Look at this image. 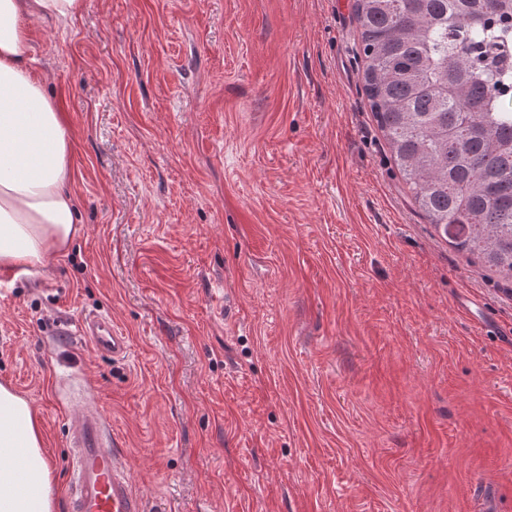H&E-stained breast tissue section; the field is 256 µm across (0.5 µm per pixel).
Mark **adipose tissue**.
<instances>
[{
  "instance_id": "adipose-tissue-1",
  "label": "adipose tissue",
  "mask_w": 512,
  "mask_h": 512,
  "mask_svg": "<svg viewBox=\"0 0 512 512\" xmlns=\"http://www.w3.org/2000/svg\"><path fill=\"white\" fill-rule=\"evenodd\" d=\"M82 0H0V265H43L77 237L73 137L32 67L29 23ZM32 404L0 384V512H55L56 479Z\"/></svg>"
}]
</instances>
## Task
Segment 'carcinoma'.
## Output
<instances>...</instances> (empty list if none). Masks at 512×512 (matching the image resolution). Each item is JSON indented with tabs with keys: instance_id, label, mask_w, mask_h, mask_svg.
Masks as SVG:
<instances>
[{
	"instance_id": "1",
	"label": "carcinoma",
	"mask_w": 512,
	"mask_h": 512,
	"mask_svg": "<svg viewBox=\"0 0 512 512\" xmlns=\"http://www.w3.org/2000/svg\"><path fill=\"white\" fill-rule=\"evenodd\" d=\"M369 106L413 203L512 280V0H354Z\"/></svg>"
}]
</instances>
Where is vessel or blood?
Masks as SVG:
<instances>
[{"mask_svg": "<svg viewBox=\"0 0 512 512\" xmlns=\"http://www.w3.org/2000/svg\"><path fill=\"white\" fill-rule=\"evenodd\" d=\"M80 332L99 354L117 361L128 353V339L111 318L90 316ZM67 446L72 462L67 512H145L144 500L133 488L132 461L116 448L106 415L89 396L77 403Z\"/></svg>", "mask_w": 512, "mask_h": 512, "instance_id": "1", "label": "vessel or blood"}]
</instances>
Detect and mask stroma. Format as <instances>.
<instances>
[{
    "label": "stroma",
    "mask_w": 512,
    "mask_h": 512,
    "mask_svg": "<svg viewBox=\"0 0 512 512\" xmlns=\"http://www.w3.org/2000/svg\"><path fill=\"white\" fill-rule=\"evenodd\" d=\"M352 4L32 23L82 232L0 283V384L58 486L83 382L147 512H512V281L414 206ZM93 314L123 360L81 336ZM80 332L91 343L94 351L112 357V361L122 360L128 353V339L118 331L110 317L90 316L82 321Z\"/></svg>",
    "instance_id": "1"
}]
</instances>
